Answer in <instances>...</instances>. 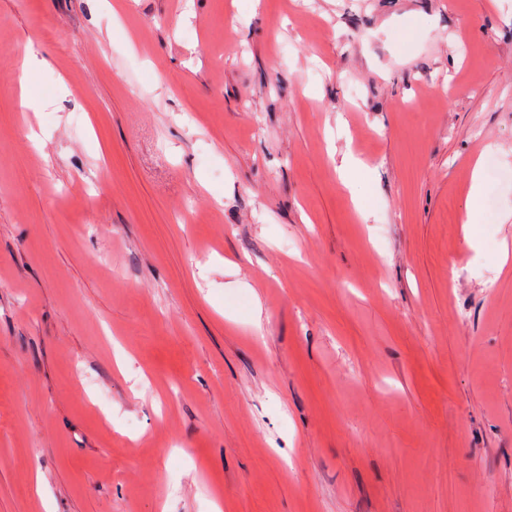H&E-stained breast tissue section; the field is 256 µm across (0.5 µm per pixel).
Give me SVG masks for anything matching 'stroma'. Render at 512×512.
<instances>
[{
  "mask_svg": "<svg viewBox=\"0 0 512 512\" xmlns=\"http://www.w3.org/2000/svg\"><path fill=\"white\" fill-rule=\"evenodd\" d=\"M112 2L0 0V512H512V0ZM485 172H484V163L482 158H478L474 163L471 170V184L468 195V201L466 205V217L464 224H466V236H470L472 229L467 224H479V208H478V199L483 187Z\"/></svg>",
  "mask_w": 512,
  "mask_h": 512,
  "instance_id": "obj_1",
  "label": "stroma"
}]
</instances>
